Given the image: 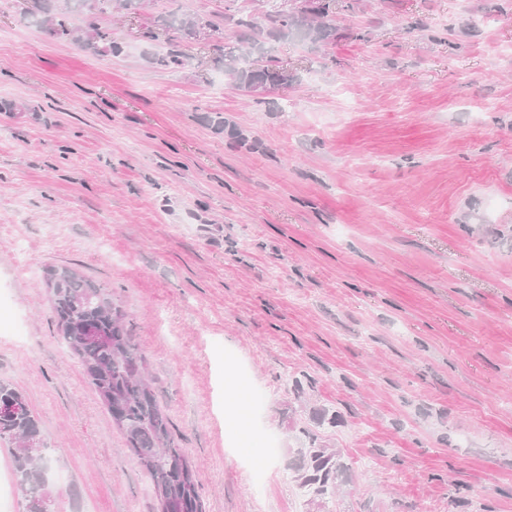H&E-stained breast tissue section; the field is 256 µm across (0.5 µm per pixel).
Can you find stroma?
Masks as SVG:
<instances>
[{
    "mask_svg": "<svg viewBox=\"0 0 512 512\" xmlns=\"http://www.w3.org/2000/svg\"><path fill=\"white\" fill-rule=\"evenodd\" d=\"M266 9H109L105 59L0 0V300L23 328L0 379L58 512H156L58 336L63 265L126 311L205 512H512V0H336L339 40L252 54L159 22ZM229 52L293 79L245 92ZM313 440L348 466L324 502L294 470Z\"/></svg>",
    "mask_w": 512,
    "mask_h": 512,
    "instance_id": "35a3bbf8",
    "label": "stroma"
}]
</instances>
